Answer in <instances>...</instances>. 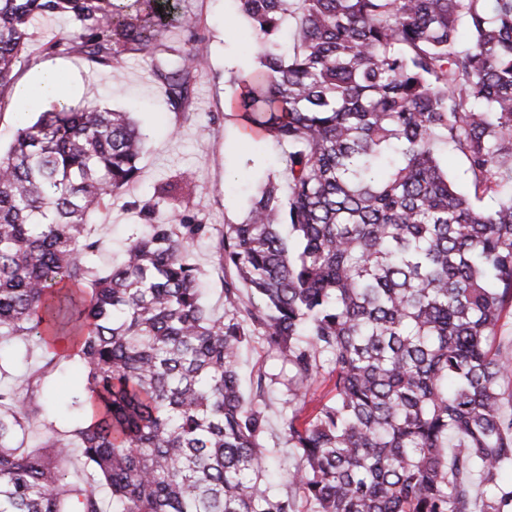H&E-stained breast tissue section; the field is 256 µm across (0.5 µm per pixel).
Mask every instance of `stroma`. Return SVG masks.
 I'll return each mask as SVG.
<instances>
[{"label": "stroma", "instance_id": "1", "mask_svg": "<svg viewBox=\"0 0 512 512\" xmlns=\"http://www.w3.org/2000/svg\"><path fill=\"white\" fill-rule=\"evenodd\" d=\"M181 9L200 20L198 47L206 60L205 69L190 82L184 111L171 110L143 57H127L117 66L107 67L75 54L46 55L42 44L63 28L60 19L36 23L16 67L13 95L34 84L41 69L50 65L69 77L71 106L92 104L132 111L146 138L138 180L92 216L88 226L91 234L105 238L99 258L103 269L121 257L128 237L138 232L139 208L152 200L157 183L178 171L192 173L199 185L190 204L192 215L218 232L244 215L265 176L281 181L286 178L280 148L265 138L241 143V115L224 108L225 100L237 94L230 81L231 71L239 61L253 56L245 48L253 36L234 0H181ZM215 245L212 238L197 242L193 260L203 273L205 301L220 316L224 313V275L217 267ZM239 363L250 398L255 395L257 374L269 376L280 368L257 340L242 350ZM31 376L39 378L40 387L32 399L34 424L24 440L25 447H37L50 436L70 439L76 416L72 400L84 389L78 363L66 355L51 354L36 340L0 347L1 386L17 385ZM261 403L269 421L265 444L271 450V461L281 472H288L296 464L280 434L288 392L279 384L269 386Z\"/></svg>", "mask_w": 512, "mask_h": 512}]
</instances>
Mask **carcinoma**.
<instances>
[{
  "instance_id": "cac0c4a2",
  "label": "carcinoma",
  "mask_w": 512,
  "mask_h": 512,
  "mask_svg": "<svg viewBox=\"0 0 512 512\" xmlns=\"http://www.w3.org/2000/svg\"><path fill=\"white\" fill-rule=\"evenodd\" d=\"M235 2L262 40L235 109L283 148L287 182L218 239L224 316L191 259L210 227L187 215L184 172L98 268L86 224L136 182L143 134L127 111L63 106L0 152V340L70 336L87 376L73 439L112 512H298L299 495L309 512H512V352L495 345L512 307V0ZM57 16L72 28L46 53L143 55L187 103L205 61L180 0H0V109L30 26ZM255 336L288 389L293 494L243 390ZM320 377L325 403L309 398ZM38 386L0 388V512H106L60 466L67 443H17Z\"/></svg>"
}]
</instances>
